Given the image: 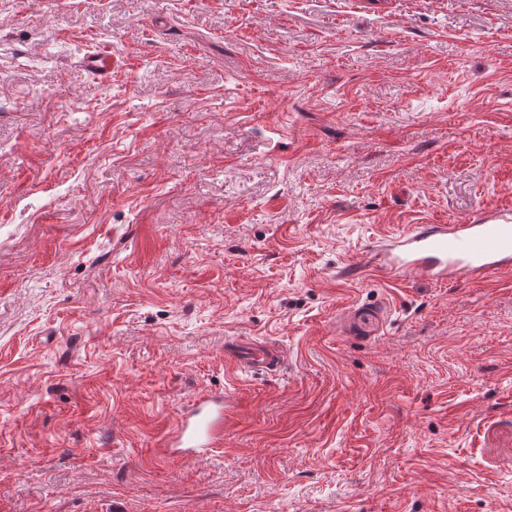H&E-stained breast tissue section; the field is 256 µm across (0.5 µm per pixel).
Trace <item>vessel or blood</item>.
Masks as SVG:
<instances>
[{
	"label": "vessel or blood",
	"instance_id": "obj_1",
	"mask_svg": "<svg viewBox=\"0 0 512 512\" xmlns=\"http://www.w3.org/2000/svg\"><path fill=\"white\" fill-rule=\"evenodd\" d=\"M101 80L112 77V57L97 50L84 60ZM368 267L393 279L420 278L452 283L461 276H512V211L491 207L480 217L454 224H415L382 238L371 247ZM229 362L245 374L272 373L283 361L281 351L267 343L230 344ZM224 445V396L181 411L155 454L160 458H201Z\"/></svg>",
	"mask_w": 512,
	"mask_h": 512
}]
</instances>
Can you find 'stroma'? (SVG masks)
I'll list each match as a JSON object with an SVG mask.
<instances>
[{
  "label": "stroma",
  "instance_id": "1",
  "mask_svg": "<svg viewBox=\"0 0 512 512\" xmlns=\"http://www.w3.org/2000/svg\"><path fill=\"white\" fill-rule=\"evenodd\" d=\"M489 206L512 0H0V512H512V277L346 273ZM84 66L102 81L112 78V56L106 50L98 49L84 60ZM228 361L237 371L245 374L272 373L283 361L282 352L265 342H232L226 350ZM224 447V395L181 411L165 439L155 449L160 458H202L216 448Z\"/></svg>",
  "mask_w": 512,
  "mask_h": 512
}]
</instances>
